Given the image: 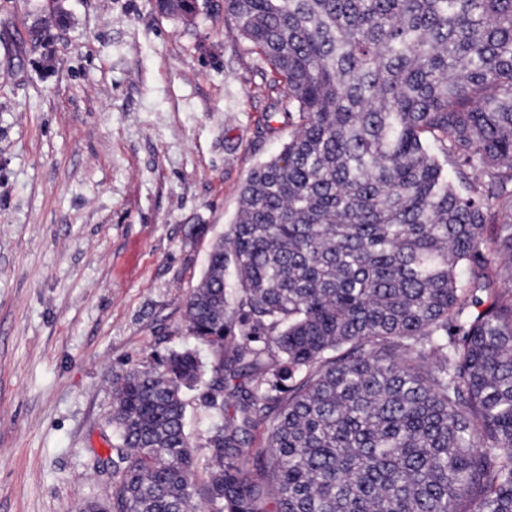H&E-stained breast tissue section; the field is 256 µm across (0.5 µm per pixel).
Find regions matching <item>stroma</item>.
<instances>
[{
  "instance_id": "obj_1",
  "label": "stroma",
  "mask_w": 512,
  "mask_h": 512,
  "mask_svg": "<svg viewBox=\"0 0 512 512\" xmlns=\"http://www.w3.org/2000/svg\"><path fill=\"white\" fill-rule=\"evenodd\" d=\"M282 100L224 0H0V512L111 502L115 376L186 344ZM186 419L202 483L210 419ZM198 0H183L178 3H172L168 0H156V8L162 14L177 17L188 18L195 16L199 11Z\"/></svg>"
}]
</instances>
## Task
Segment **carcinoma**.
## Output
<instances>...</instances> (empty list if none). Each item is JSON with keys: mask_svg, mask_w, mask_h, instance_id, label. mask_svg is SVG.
Segmentation results:
<instances>
[{"mask_svg": "<svg viewBox=\"0 0 512 512\" xmlns=\"http://www.w3.org/2000/svg\"><path fill=\"white\" fill-rule=\"evenodd\" d=\"M224 13L293 131L186 299L195 346L116 378L112 512H512V0ZM226 371L248 377L231 416ZM187 431L191 436L194 446L195 456L198 459L196 469V480L198 483H204L208 479L207 459L209 456L208 448L204 446L205 432L210 425V419L207 411L200 406L198 401L189 397L187 411Z\"/></svg>", "mask_w": 512, "mask_h": 512, "instance_id": "cac0c4a2", "label": "carcinoma"}]
</instances>
